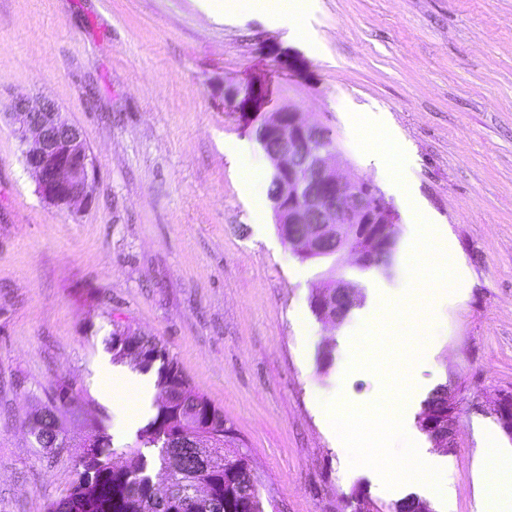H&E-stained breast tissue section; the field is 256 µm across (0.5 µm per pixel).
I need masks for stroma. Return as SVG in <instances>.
<instances>
[{"label": "stroma", "instance_id": "1", "mask_svg": "<svg viewBox=\"0 0 512 512\" xmlns=\"http://www.w3.org/2000/svg\"><path fill=\"white\" fill-rule=\"evenodd\" d=\"M295 23L289 38L257 14L218 23L195 0H0V512H47L67 494L95 424L135 446L99 394L118 324L160 338L223 410L266 512H351L357 490L388 512L315 411L339 395L372 401L381 386L318 370L322 345L363 321L317 319L310 297L328 266L277 231L259 131L286 107L333 131L344 176L379 187L373 129L392 124L413 144L407 181L445 226L466 285L413 263L417 223L390 193V271L346 257L336 276L409 311L422 377L457 405L452 509L472 512L484 431L498 424L489 407L512 392V0H304ZM250 85L265 99L239 110L230 94ZM19 98L52 100L81 128L97 172L87 206L39 197L4 118ZM228 139L262 182L246 183ZM61 382L66 446L49 453L25 423Z\"/></svg>", "mask_w": 512, "mask_h": 512}]
</instances>
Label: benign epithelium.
Segmentation results:
<instances>
[{"mask_svg":"<svg viewBox=\"0 0 512 512\" xmlns=\"http://www.w3.org/2000/svg\"><path fill=\"white\" fill-rule=\"evenodd\" d=\"M10 117L42 200L61 208L88 203L95 165L82 130L49 100L35 107L18 100ZM265 133L274 143L268 157L280 178L275 221L293 230L290 240L296 249L308 256L332 244L340 256H352L361 266L374 264L393 237L394 214L383 195L364 178L340 176L339 152L320 147L324 126L302 119L296 110L274 113L265 123ZM312 302L323 323L337 324L357 299L347 283L331 279L315 289ZM138 336L126 328L117 332L114 341L134 352ZM491 413L512 437V392L501 394ZM418 424L432 447L444 453L454 450L457 407L448 389L439 393L438 401L423 406Z\"/></svg>","mask_w":512,"mask_h":512,"instance_id":"obj_1","label":"benign epithelium"}]
</instances>
